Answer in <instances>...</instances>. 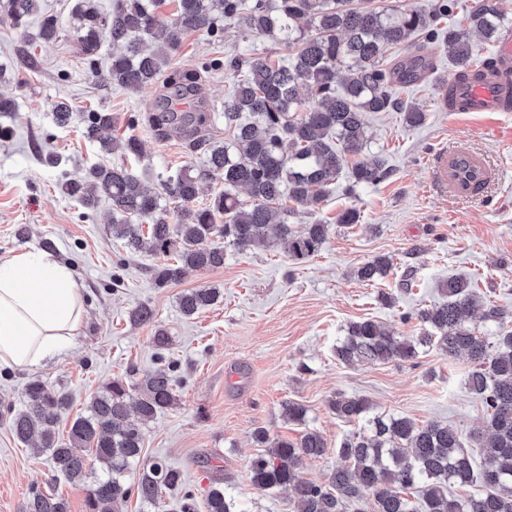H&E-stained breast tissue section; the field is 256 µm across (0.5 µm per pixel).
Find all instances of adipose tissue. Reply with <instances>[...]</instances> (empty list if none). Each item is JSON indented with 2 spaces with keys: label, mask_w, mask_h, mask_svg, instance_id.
Segmentation results:
<instances>
[{
  "label": "adipose tissue",
  "mask_w": 512,
  "mask_h": 512,
  "mask_svg": "<svg viewBox=\"0 0 512 512\" xmlns=\"http://www.w3.org/2000/svg\"><path fill=\"white\" fill-rule=\"evenodd\" d=\"M83 317L81 288L51 255L0 262V364L31 367L68 350Z\"/></svg>",
  "instance_id": "ef3b65f1"
}]
</instances>
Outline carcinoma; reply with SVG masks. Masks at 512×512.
Here are the masks:
<instances>
[{
	"label": "carcinoma",
	"instance_id": "cac0c4a2",
	"mask_svg": "<svg viewBox=\"0 0 512 512\" xmlns=\"http://www.w3.org/2000/svg\"><path fill=\"white\" fill-rule=\"evenodd\" d=\"M160 3L120 0L115 12L103 15L95 0H77L78 43L90 63L102 38L120 46L106 79L123 89L134 92L164 82L165 92L156 97L145 122L157 137L176 136L188 150L202 153L205 168H182L161 180L158 192L125 166L91 165L63 184L67 194L87 207L101 197L111 202L112 237L131 253L161 259L153 269L160 286L179 281L187 268L223 266L224 248L213 244L215 238L240 250L282 242L288 257L299 262L317 254L326 225L308 224L297 234L286 220H274L273 206L286 196L297 208L310 209L324 200L344 171L355 185L382 181L387 171L381 159L350 161L367 142L366 114L402 107L396 88L417 83L434 70L432 59L422 54L430 44L450 49L460 78L468 77L475 62L468 30L452 21L456 0H430L426 7L390 12L360 0H177L170 21L157 13ZM0 15L18 29L29 17L41 16L40 37L46 42L58 33V18L41 13L40 0H0ZM466 20L469 30L492 44L506 31L501 0H478ZM235 22L287 44L291 54L286 65L252 55L202 64L204 70L222 68L241 76L224 100V126L233 129L227 143L201 135L205 113L171 110L172 97L198 95L201 74L169 64L185 33L217 36ZM143 36L160 49H144ZM408 44L414 55L384 58L385 46ZM404 112L410 126L425 120V112L414 105ZM114 123L110 112H90L85 134L106 152L140 155L138 139L102 136ZM204 175L221 178L224 190L208 205L194 208ZM239 188L248 192L250 203L239 200ZM163 199L177 208L167 209ZM143 223L149 225L146 234ZM172 252L180 263L162 262ZM392 266L391 258L377 256L356 275L374 283ZM442 294L444 301L418 311V335L400 336L376 320L353 322L336 343V357L347 366L411 361L430 347L444 357L464 356L471 365L465 385L487 410L484 429L465 436L441 422L419 425L407 417L377 414L362 396L337 395L329 400V409L356 429L340 443L341 464L327 481L317 484L299 475L303 459L326 452L319 432L306 430L288 440L259 431L255 439L265 451L249 465L256 489H293L292 512H365L367 506L371 512H512V324L490 304L483 319L497 324L498 336L492 341L479 336L470 326L477 299L474 283L450 278ZM218 297L214 288H193L180 294L178 306L190 316ZM176 386L171 364L146 374L132 388L114 379L90 398L64 439L57 430L72 396L34 380L25 389L22 407L11 412L10 430L19 441L49 452L55 471L71 482H86L93 463L101 465L103 476L89 485V512H121L133 494L158 508L163 492L180 485L181 476L159 461L143 460V426L177 403ZM135 462L143 466V475L133 487L123 475ZM474 482L482 487L477 495L452 492ZM205 505L207 512H230L223 478L213 479ZM26 512H68V507L64 499L36 491Z\"/></svg>",
	"mask_w": 512,
	"mask_h": 512
}]
</instances>
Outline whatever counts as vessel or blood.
<instances>
[{"label": "vessel or blood", "instance_id": "vessel-or-blood-1", "mask_svg": "<svg viewBox=\"0 0 512 512\" xmlns=\"http://www.w3.org/2000/svg\"><path fill=\"white\" fill-rule=\"evenodd\" d=\"M512 35L503 38L492 64L480 66L467 80H454L440 87L452 112H512ZM431 176L438 189L455 201L485 194L494 172L480 152L461 146H439L432 150Z\"/></svg>", "mask_w": 512, "mask_h": 512}]
</instances>
